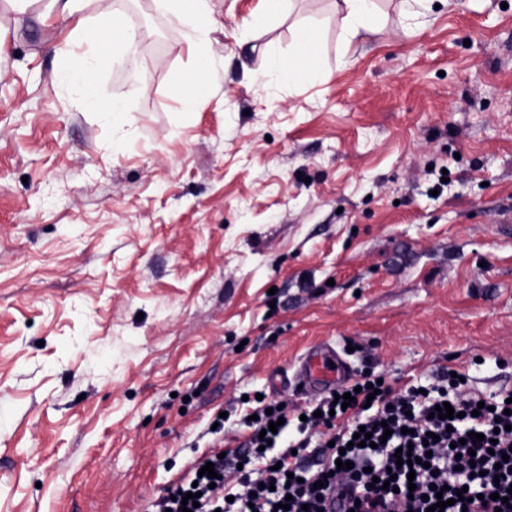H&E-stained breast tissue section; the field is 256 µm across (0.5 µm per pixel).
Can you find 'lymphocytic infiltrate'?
Instances as JSON below:
<instances>
[{
	"label": "lymphocytic infiltrate",
	"mask_w": 512,
	"mask_h": 512,
	"mask_svg": "<svg viewBox=\"0 0 512 512\" xmlns=\"http://www.w3.org/2000/svg\"><path fill=\"white\" fill-rule=\"evenodd\" d=\"M362 373L347 384L354 401L344 407L324 396L303 416L258 401L249 434L225 453L194 457L150 504V512H182V499L199 491L193 512H273L289 503V512H427L446 499L444 512H512V413L506 395L480 407L459 378L440 374L425 389L392 396L388 384ZM450 403L456 416L439 419L437 405ZM371 445H355L359 430ZM481 434L478 442L469 433ZM312 449L310 462L300 453ZM410 449L414 466H397V449ZM351 462L344 480L332 472L338 461ZM213 463L215 477L201 475ZM466 500H458V491Z\"/></svg>",
	"instance_id": "obj_1"
}]
</instances>
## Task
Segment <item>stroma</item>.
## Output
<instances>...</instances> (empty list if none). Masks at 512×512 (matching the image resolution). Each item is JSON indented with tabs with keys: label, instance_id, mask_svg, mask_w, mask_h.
<instances>
[{
	"label": "stroma",
	"instance_id": "stroma-1",
	"mask_svg": "<svg viewBox=\"0 0 512 512\" xmlns=\"http://www.w3.org/2000/svg\"><path fill=\"white\" fill-rule=\"evenodd\" d=\"M435 2L352 38L341 0H210L187 110L184 27L110 0L144 57L99 68L116 125L57 72L75 19L0 0V512H148L217 410L232 448L244 397L317 401V342L399 392L512 389V0ZM303 24L310 80L256 74Z\"/></svg>",
	"mask_w": 512,
	"mask_h": 512
}]
</instances>
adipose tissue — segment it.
I'll return each instance as SVG.
<instances>
[{
	"label": "adipose tissue",
	"instance_id": "obj_1",
	"mask_svg": "<svg viewBox=\"0 0 512 512\" xmlns=\"http://www.w3.org/2000/svg\"><path fill=\"white\" fill-rule=\"evenodd\" d=\"M52 7L58 8L61 17L79 16L77 27L68 40L55 50L58 73L61 77L81 83L86 100L92 108H107L113 121L123 122L126 109L120 103L101 105L96 90V68L92 61L98 56L101 44H109L113 52L121 55L135 53V33L125 17L106 7L99 8L92 15L85 14L87 0H50ZM156 10L176 17L186 28V39L195 51V67L205 72L208 67L206 44L208 36L209 0H152ZM317 38L312 28L298 27L294 35V66L283 67L272 55H264L256 61V71L260 74L276 72L285 82L297 84L305 82L316 63Z\"/></svg>",
	"mask_w": 512,
	"mask_h": 512
}]
</instances>
